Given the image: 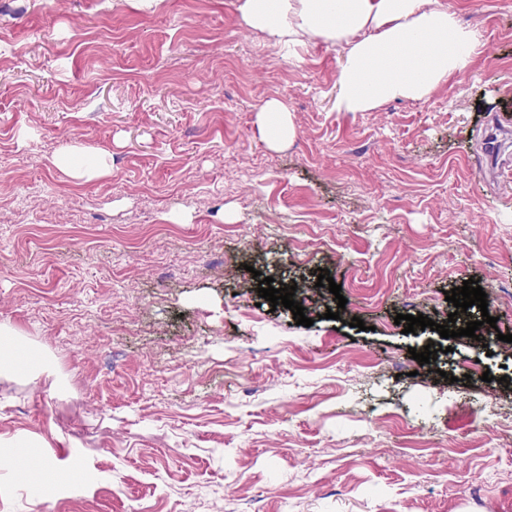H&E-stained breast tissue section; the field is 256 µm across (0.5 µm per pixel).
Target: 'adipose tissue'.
Wrapping results in <instances>:
<instances>
[{
	"label": "adipose tissue",
	"instance_id": "adipose-tissue-1",
	"mask_svg": "<svg viewBox=\"0 0 512 512\" xmlns=\"http://www.w3.org/2000/svg\"><path fill=\"white\" fill-rule=\"evenodd\" d=\"M238 9L247 26L281 44L312 34L344 45L342 112L423 97L465 72L478 44L442 0H239Z\"/></svg>",
	"mask_w": 512,
	"mask_h": 512
}]
</instances>
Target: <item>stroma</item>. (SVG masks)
Returning <instances> with one entry per match:
<instances>
[{"instance_id":"35a3bbf8","label":"stroma","mask_w":512,"mask_h":512,"mask_svg":"<svg viewBox=\"0 0 512 512\" xmlns=\"http://www.w3.org/2000/svg\"><path fill=\"white\" fill-rule=\"evenodd\" d=\"M446 2L468 72L341 112L344 49L275 45L238 0H0V325L50 364L0 371V458L39 465L0 512H512V185L481 151L512 131V0ZM469 278L488 306L449 320ZM259 121L268 131L273 142L288 140L293 135V127L288 119L287 107L277 99L266 101L259 109ZM55 164L65 165L78 178L93 179L104 173L99 157L95 154L74 148L54 159Z\"/></svg>"}]
</instances>
